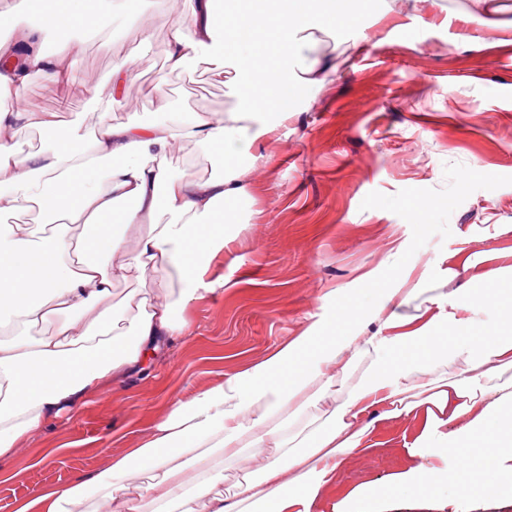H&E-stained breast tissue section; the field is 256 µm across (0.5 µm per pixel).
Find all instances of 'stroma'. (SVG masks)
<instances>
[{"label":"stroma","instance_id":"35a3bbf8","mask_svg":"<svg viewBox=\"0 0 512 512\" xmlns=\"http://www.w3.org/2000/svg\"><path fill=\"white\" fill-rule=\"evenodd\" d=\"M470 0H437L434 25L413 0H377L357 28L312 29L311 56L340 68L311 96H297L274 145L258 214L238 232L222 295L199 302L191 335L111 395L49 422L22 458H0V512H17L34 490L88 474L108 453L136 447L147 420L177 397L201 391L258 362L297 335L311 314H330L349 288L362 309L379 308L362 276L388 288L405 271L429 294L454 295L484 274L512 279V46L488 44ZM154 39L140 43L134 15L74 56L77 76L106 82L114 63L140 54L138 93L111 107L112 120H166L169 112H224L237 99L201 61L171 67L164 43L173 17L148 5ZM166 96L169 111L158 108ZM26 111L54 112L61 124L94 130L100 109L78 88L37 75ZM404 240L396 251L395 240ZM403 305L415 314L422 297ZM362 367L337 369L327 398L303 423L328 421ZM406 417L380 423L382 446L353 455L316 512L342 494L410 464Z\"/></svg>","mask_w":512,"mask_h":512}]
</instances>
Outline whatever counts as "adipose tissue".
<instances>
[{
	"mask_svg": "<svg viewBox=\"0 0 512 512\" xmlns=\"http://www.w3.org/2000/svg\"><path fill=\"white\" fill-rule=\"evenodd\" d=\"M372 0H192L165 44L173 66L206 59L229 75L238 104L229 112H175L166 123L101 120L93 135L60 128L55 113L38 124L51 145L23 152L15 141L23 106L0 109V458L26 456L50 419L100 398L136 368L189 335L197 302L223 292L224 256L244 205L255 204L263 172L250 147L269 140L294 110L293 76L322 86L335 63L309 56L307 30L357 26ZM114 0H39L41 24L23 30L0 13V94L21 93L32 75L77 83L66 51L43 47L49 29L107 27ZM193 143L195 159L218 163L186 177L171 163ZM38 205L36 226L7 216ZM39 223V224H40ZM153 279L125 306L116 283ZM178 287V296L169 287ZM495 299L497 321L476 308ZM129 318L127 333L115 322ZM360 311L308 317L302 331L223 382L175 399L146 423L136 447L109 456L89 476L32 493L18 512H315L335 488L347 457L369 454L379 417L415 421V464L349 491L336 512H384L410 499L423 512L464 500H512V285L477 276L455 300L424 299L416 314L385 313L376 334L361 335ZM44 336H34L39 327ZM366 362L361 381L332 422L290 445L273 418L324 398L337 363ZM262 454L257 480L224 493V462ZM151 473L141 485L142 473Z\"/></svg>",
	"mask_w": 512,
	"mask_h": 512,
	"instance_id": "obj_1",
	"label": "adipose tissue"
}]
</instances>
